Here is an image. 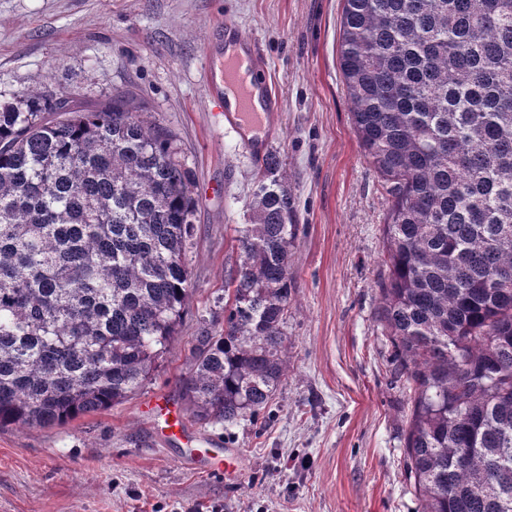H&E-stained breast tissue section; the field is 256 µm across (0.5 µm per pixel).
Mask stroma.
Returning a JSON list of instances; mask_svg holds the SVG:
<instances>
[{"label":"stroma","instance_id":"35a3bbf8","mask_svg":"<svg viewBox=\"0 0 512 512\" xmlns=\"http://www.w3.org/2000/svg\"><path fill=\"white\" fill-rule=\"evenodd\" d=\"M344 0H0V103L31 91L86 108L123 89L174 131L194 175L191 294L158 367L127 400L52 427L0 431V512H419L411 402L378 320L389 196L364 157L338 60ZM253 35L280 94L270 144L299 231L291 249L288 372L257 418L198 422L182 379L223 328L259 165L202 81L224 21ZM175 400L200 438L240 456L236 477L192 470L155 433Z\"/></svg>","mask_w":512,"mask_h":512}]
</instances>
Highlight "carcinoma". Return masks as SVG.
Wrapping results in <instances>:
<instances>
[{
  "instance_id": "carcinoma-1",
  "label": "carcinoma",
  "mask_w": 512,
  "mask_h": 512,
  "mask_svg": "<svg viewBox=\"0 0 512 512\" xmlns=\"http://www.w3.org/2000/svg\"><path fill=\"white\" fill-rule=\"evenodd\" d=\"M341 29L352 124L391 183L379 317L422 512H512V0H345ZM141 114L123 92L0 107V430L122 402L176 334L192 179ZM251 209L184 381L205 423L255 417L288 370L298 224L274 154Z\"/></svg>"
}]
</instances>
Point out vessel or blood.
Here are the masks:
<instances>
[{
    "instance_id": "b4317fda",
    "label": "vessel or blood",
    "mask_w": 512,
    "mask_h": 512,
    "mask_svg": "<svg viewBox=\"0 0 512 512\" xmlns=\"http://www.w3.org/2000/svg\"><path fill=\"white\" fill-rule=\"evenodd\" d=\"M280 99L266 72L256 39L235 23L224 24V124L234 131L240 145L255 160H264L277 131ZM155 430L165 438L191 444L193 437L177 407L160 398L155 402ZM183 464L216 474H230L239 467L237 457L223 448L181 455Z\"/></svg>"
}]
</instances>
